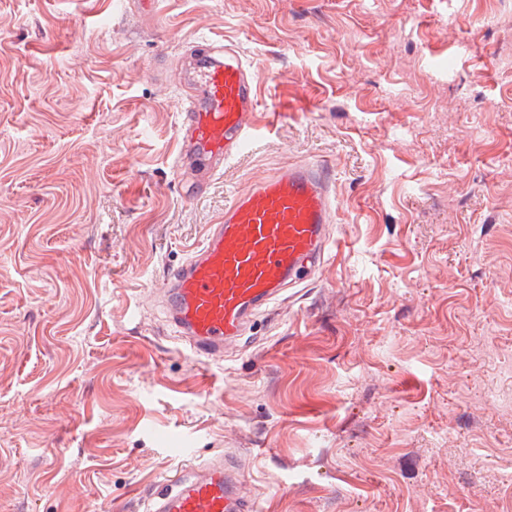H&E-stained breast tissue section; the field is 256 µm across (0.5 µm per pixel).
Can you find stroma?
Listing matches in <instances>:
<instances>
[{
	"label": "stroma",
	"mask_w": 512,
	"mask_h": 512,
	"mask_svg": "<svg viewBox=\"0 0 512 512\" xmlns=\"http://www.w3.org/2000/svg\"><path fill=\"white\" fill-rule=\"evenodd\" d=\"M262 135L199 195L183 47ZM327 166L334 245L199 358L159 302L235 195ZM512 0H0V512H143L185 456L256 512H498L512 489Z\"/></svg>",
	"instance_id": "obj_1"
}]
</instances>
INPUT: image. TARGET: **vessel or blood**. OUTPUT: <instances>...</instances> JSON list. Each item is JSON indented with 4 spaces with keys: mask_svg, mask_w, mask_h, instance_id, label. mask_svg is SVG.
<instances>
[{
    "mask_svg": "<svg viewBox=\"0 0 512 512\" xmlns=\"http://www.w3.org/2000/svg\"><path fill=\"white\" fill-rule=\"evenodd\" d=\"M187 55L176 164L199 190L258 139L257 93L237 46L196 39ZM334 213L328 171L318 163L280 167L236 195L168 278L164 310L176 333L205 358L223 355L263 306L320 264ZM240 482L223 457L192 460L162 483L146 512H254L238 493Z\"/></svg>",
    "mask_w": 512,
    "mask_h": 512,
    "instance_id": "vessel-or-blood-1",
    "label": "vessel or blood"
}]
</instances>
